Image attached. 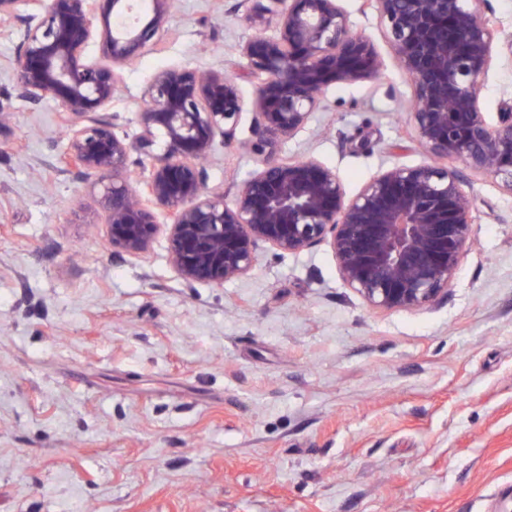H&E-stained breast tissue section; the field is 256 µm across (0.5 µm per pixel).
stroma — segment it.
<instances>
[{
    "label": "stroma",
    "mask_w": 512,
    "mask_h": 512,
    "mask_svg": "<svg viewBox=\"0 0 512 512\" xmlns=\"http://www.w3.org/2000/svg\"><path fill=\"white\" fill-rule=\"evenodd\" d=\"M385 60L336 85L280 157H314L356 194L428 162L411 85L366 0H342ZM238 0H177L165 42L122 70L119 135L159 71L254 83ZM499 59L480 108L512 104V0H490ZM20 26L0 25V512H512V192L470 175L476 244L447 297L378 311L327 245L262 248L247 275L182 279L164 237L115 253L98 193L63 162L52 99L15 90ZM251 117L206 163L232 201L255 170Z\"/></svg>",
    "instance_id": "obj_1"
}]
</instances>
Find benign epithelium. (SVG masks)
Wrapping results in <instances>:
<instances>
[{"mask_svg": "<svg viewBox=\"0 0 512 512\" xmlns=\"http://www.w3.org/2000/svg\"><path fill=\"white\" fill-rule=\"evenodd\" d=\"M255 27L275 21L239 48L258 79L245 100L236 78L214 69L160 71L129 140L107 112L121 69L156 45L173 0H149L145 17L110 25L130 0H0V22L23 25L16 56L20 96L56 100L67 115L71 164L101 190L112 250L145 253L167 240L169 262L185 280L221 286L256 265L262 247L295 254L327 244L344 285L371 308L420 309L448 294L474 245V206L461 162L504 178L512 190V107L495 124L480 112L481 80L494 60L496 29L478 0H374L385 37L413 88L411 121L431 162L393 165L357 194L313 159H282L322 107L328 88L375 81L383 60L374 43L351 31L340 0H250ZM104 19L97 27L94 20ZM97 43L99 58L86 50ZM252 115L257 168L232 203L207 186L201 161L217 142L229 146L245 112ZM163 147L153 151L158 135ZM134 151L149 157L132 180Z\"/></svg>", "mask_w": 512, "mask_h": 512, "instance_id": "obj_1", "label": "benign epithelium"}]
</instances>
